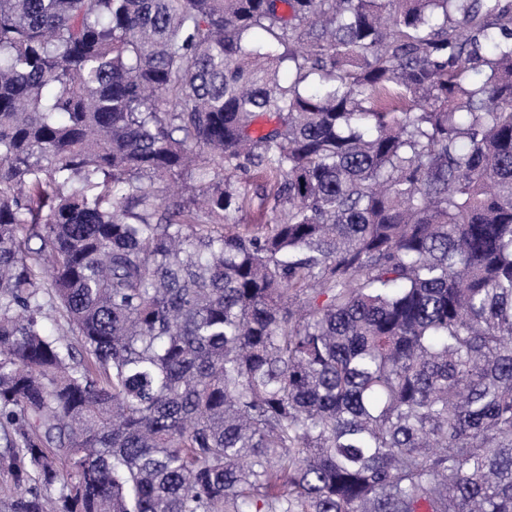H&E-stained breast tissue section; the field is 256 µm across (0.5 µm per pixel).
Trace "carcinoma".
Returning a JSON list of instances; mask_svg holds the SVG:
<instances>
[{
  "label": "carcinoma",
  "mask_w": 512,
  "mask_h": 512,
  "mask_svg": "<svg viewBox=\"0 0 512 512\" xmlns=\"http://www.w3.org/2000/svg\"><path fill=\"white\" fill-rule=\"evenodd\" d=\"M0 434V512H512V3L0 0ZM239 176L245 182L242 186L245 188L249 199V206L244 212V217L240 224H255L253 219L265 205V196L269 192L270 184L265 178L259 177L253 174V172H249L247 175L239 174Z\"/></svg>",
  "instance_id": "obj_1"
}]
</instances>
